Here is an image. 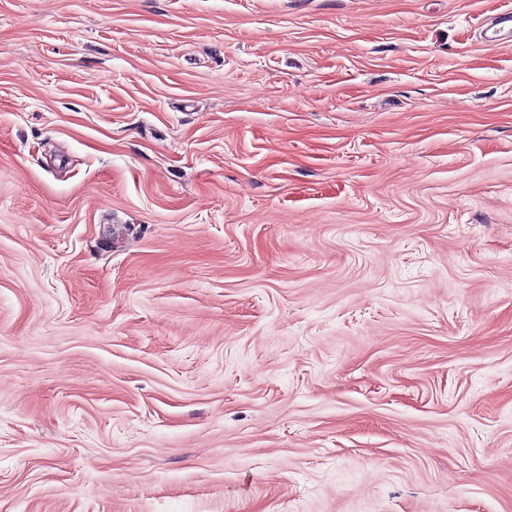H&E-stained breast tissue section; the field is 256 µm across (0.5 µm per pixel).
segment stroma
<instances>
[{
    "label": "stroma",
    "instance_id": "stroma-1",
    "mask_svg": "<svg viewBox=\"0 0 512 512\" xmlns=\"http://www.w3.org/2000/svg\"><path fill=\"white\" fill-rule=\"evenodd\" d=\"M512 0H0V512H512Z\"/></svg>",
    "mask_w": 512,
    "mask_h": 512
}]
</instances>
